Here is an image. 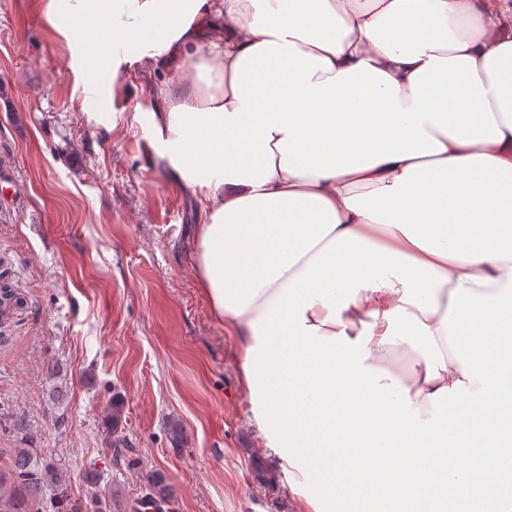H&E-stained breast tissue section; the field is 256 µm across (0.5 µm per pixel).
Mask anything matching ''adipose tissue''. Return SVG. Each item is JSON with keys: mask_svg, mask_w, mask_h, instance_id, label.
Instances as JSON below:
<instances>
[{"mask_svg": "<svg viewBox=\"0 0 512 512\" xmlns=\"http://www.w3.org/2000/svg\"><path fill=\"white\" fill-rule=\"evenodd\" d=\"M39 4L73 107L104 137L147 130L197 202L198 285L301 512L496 498L512 478V0ZM145 64L169 81L150 109L118 108ZM472 439L488 451H462Z\"/></svg>", "mask_w": 512, "mask_h": 512, "instance_id": "obj_1", "label": "adipose tissue"}]
</instances>
